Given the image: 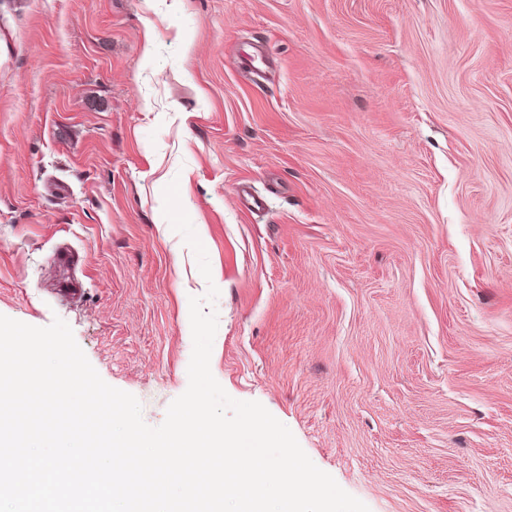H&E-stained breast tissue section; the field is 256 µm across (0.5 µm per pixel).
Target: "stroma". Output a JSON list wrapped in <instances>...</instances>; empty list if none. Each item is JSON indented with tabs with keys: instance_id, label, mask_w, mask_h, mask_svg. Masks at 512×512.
Instances as JSON below:
<instances>
[{
	"instance_id": "stroma-1",
	"label": "stroma",
	"mask_w": 512,
	"mask_h": 512,
	"mask_svg": "<svg viewBox=\"0 0 512 512\" xmlns=\"http://www.w3.org/2000/svg\"><path fill=\"white\" fill-rule=\"evenodd\" d=\"M211 283L215 379L370 512H512V0H0V315L157 426Z\"/></svg>"
}]
</instances>
